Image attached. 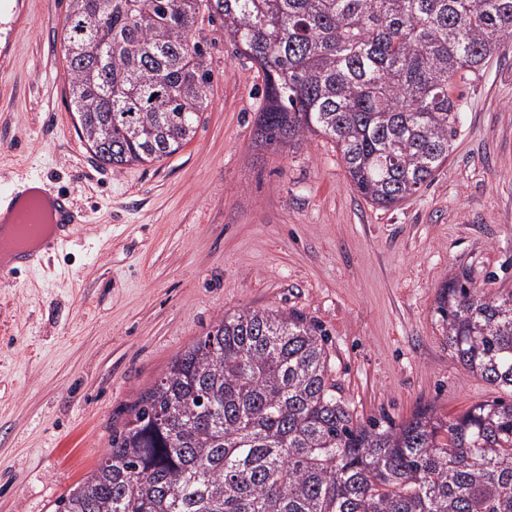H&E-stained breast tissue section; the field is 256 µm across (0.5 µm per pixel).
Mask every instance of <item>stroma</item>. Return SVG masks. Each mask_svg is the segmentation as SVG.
<instances>
[{"label":"stroma","instance_id":"stroma-1","mask_svg":"<svg viewBox=\"0 0 512 512\" xmlns=\"http://www.w3.org/2000/svg\"><path fill=\"white\" fill-rule=\"evenodd\" d=\"M68 12L0 0V199L32 175L80 218L68 245L0 278V512H54L172 359L246 309L318 326L359 420L512 398L459 362L435 313L462 272L512 289V43L457 84L462 121L431 185L381 210L331 141L260 145L262 74L205 18L213 83L193 139L101 166L71 112Z\"/></svg>","mask_w":512,"mask_h":512}]
</instances>
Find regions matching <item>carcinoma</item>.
Returning a JSON list of instances; mask_svg holds the SVG:
<instances>
[{
	"label": "carcinoma",
	"mask_w": 512,
	"mask_h": 512,
	"mask_svg": "<svg viewBox=\"0 0 512 512\" xmlns=\"http://www.w3.org/2000/svg\"><path fill=\"white\" fill-rule=\"evenodd\" d=\"M68 93L120 170L195 135L212 71L193 32L220 21L262 72L265 147L332 140L354 190L388 210L448 161L476 74L512 38V0H69ZM435 312L472 374L512 392V290L468 275ZM56 512H512V402L362 423L336 395L321 330L247 309L177 355Z\"/></svg>",
	"instance_id": "cac0c4a2"
}]
</instances>
